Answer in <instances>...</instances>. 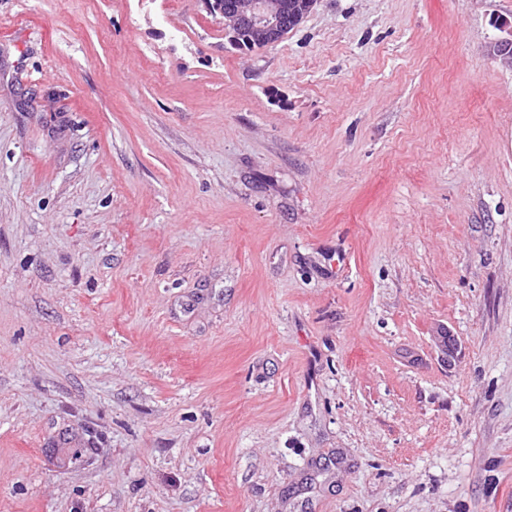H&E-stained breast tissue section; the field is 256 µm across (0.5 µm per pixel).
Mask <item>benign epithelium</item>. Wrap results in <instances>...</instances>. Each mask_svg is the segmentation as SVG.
Returning <instances> with one entry per match:
<instances>
[{"mask_svg": "<svg viewBox=\"0 0 512 512\" xmlns=\"http://www.w3.org/2000/svg\"><path fill=\"white\" fill-rule=\"evenodd\" d=\"M210 10L221 15L225 35L236 45L245 41L252 48L279 43L297 27L316 0H206ZM493 55L512 62V29L495 41Z\"/></svg>", "mask_w": 512, "mask_h": 512, "instance_id": "benign-epithelium-1", "label": "benign epithelium"}]
</instances>
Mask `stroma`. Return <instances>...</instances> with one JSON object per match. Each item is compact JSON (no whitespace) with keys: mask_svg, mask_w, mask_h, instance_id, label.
I'll list each match as a JSON object with an SVG mask.
<instances>
[{"mask_svg":"<svg viewBox=\"0 0 512 512\" xmlns=\"http://www.w3.org/2000/svg\"><path fill=\"white\" fill-rule=\"evenodd\" d=\"M504 24L0 0V512H512ZM316 0H206L224 22L225 35L236 45L267 48L297 27ZM247 44V45H246Z\"/></svg>","mask_w":512,"mask_h":512,"instance_id":"1","label":"stroma"}]
</instances>
